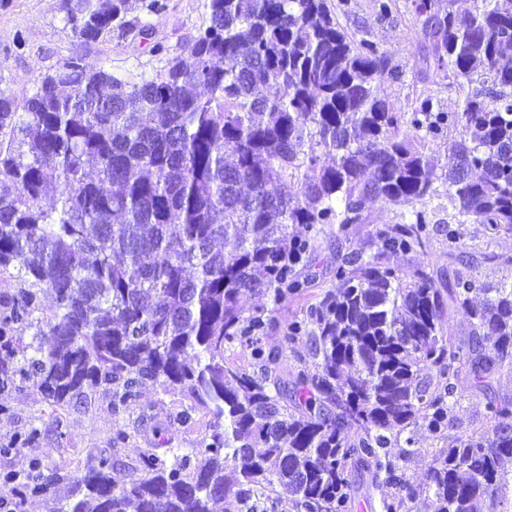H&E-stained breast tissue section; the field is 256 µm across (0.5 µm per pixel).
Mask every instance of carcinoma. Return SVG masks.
Here are the masks:
<instances>
[{
  "label": "carcinoma",
  "instance_id": "obj_1",
  "mask_svg": "<svg viewBox=\"0 0 512 512\" xmlns=\"http://www.w3.org/2000/svg\"><path fill=\"white\" fill-rule=\"evenodd\" d=\"M413 2L454 111L390 107L383 86L402 71L339 22L351 0H204L191 63L134 83L86 49L153 25L129 0H57L77 48L33 91L0 97V273L14 286L0 336H31L17 371L56 406L104 383L118 409L152 382L185 393L212 433L169 462L151 449L129 475L101 458L56 512H259L267 491L295 512H354L362 474L393 489L380 512L512 509V425L499 423L512 397L488 395L512 371V281L468 268L438 288L394 263L430 241L441 186L453 223L512 233V7ZM444 139L442 165L430 145ZM371 202L409 205L410 219L336 263L334 288L284 336L310 338L315 369L270 390L276 320L243 296L302 292L318 226L345 235ZM446 307L468 318L456 347ZM234 343L259 370L224 360ZM464 371L490 425L448 438L411 484L401 435H444Z\"/></svg>",
  "mask_w": 512,
  "mask_h": 512
}]
</instances>
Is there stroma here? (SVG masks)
<instances>
[{
    "mask_svg": "<svg viewBox=\"0 0 512 512\" xmlns=\"http://www.w3.org/2000/svg\"><path fill=\"white\" fill-rule=\"evenodd\" d=\"M354 3L355 15L346 20V27H358L362 37L377 43L403 71L400 81L384 86L390 106L406 112L416 100L430 97L444 108H455V87L447 78L428 70L422 61V24L411 0H396L389 20L377 19L373 0ZM166 4L161 15L149 18L153 26L150 40L113 35L88 51V62L121 79L137 82L163 71L171 58L187 57L190 45L207 24L203 0H166ZM157 42L164 47L159 55L152 51ZM75 44L70 26L63 14L53 9L52 0H0V95L33 89L46 73L70 56ZM409 218V207L376 202L369 207L367 221L354 225L349 235H337L335 225H323L314 242L313 263L304 272L309 279L307 288L277 305L264 296L247 298L249 310L273 308L278 321L277 329L263 339L265 348L277 354L270 366L273 376L290 380L300 369L311 367L309 339L289 343L283 331L333 288L337 259L369 249L376 226L401 224ZM458 230L466 245L461 261L449 260L448 238L436 232L425 249L399 255L398 264L425 268L439 280L451 278L464 263L475 266L487 280L512 275V234L491 233L484 224H462ZM490 253L495 256L491 262L486 259ZM458 391L460 402L448 425L452 436L480 427L486 416V399L473 393L468 375L460 376ZM189 405L181 392L149 384L117 411L112 408V390L106 386L88 389L85 397L54 407L32 380L10 374L0 385V471L24 475L37 463L43 474L58 477L46 491L27 494L19 512H55L58 501L71 495L75 478L96 467L102 457H111L119 473L131 472L140 456L154 447L155 429H163L168 447H200L211 433L209 417L196 411L189 423L174 420ZM412 436L415 443L403 467L409 481L418 484L424 481L433 456L447 443L422 427L414 428Z\"/></svg>",
    "mask_w": 512,
    "mask_h": 512,
    "instance_id": "obj_1",
    "label": "stroma"
}]
</instances>
